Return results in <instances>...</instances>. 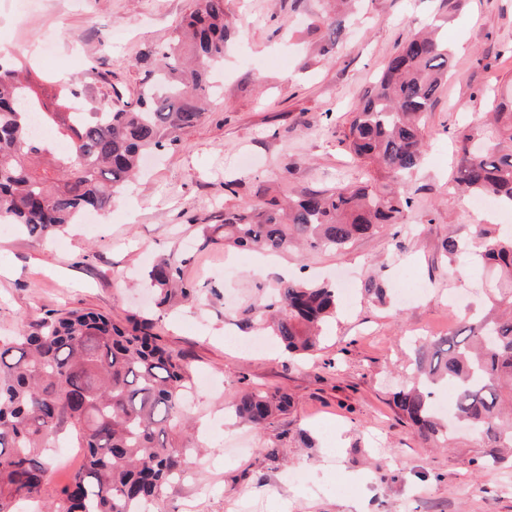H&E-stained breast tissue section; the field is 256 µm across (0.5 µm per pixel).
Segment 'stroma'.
I'll return each mask as SVG.
<instances>
[{"label":"stroma","mask_w":512,"mask_h":512,"mask_svg":"<svg viewBox=\"0 0 512 512\" xmlns=\"http://www.w3.org/2000/svg\"><path fill=\"white\" fill-rule=\"evenodd\" d=\"M194 0H0V54L51 40L33 67L48 89L77 91L85 111L136 98L153 51L173 44ZM324 0H225L232 22L203 120L148 158L111 209L52 238L0 230V337L30 330L48 313L93 309L124 325L146 324L209 377L191 408L189 471L158 512H512V468H482L481 443L456 434L449 448L418 436L388 404L405 379L411 339L447 335L455 316L484 304L489 277L473 237L479 225L512 226V211L474 209L453 184L457 128H482L494 91L512 89V0H360L334 56L311 29ZM442 20L453 50L449 78L428 120V152L398 224L343 252L291 248L262 253L225 246L228 212L261 208L270 192L328 189L355 176L341 142L350 114L383 63L411 33ZM251 168L237 164L240 154ZM452 236L455 264L441 258ZM181 267L197 295L153 303L145 279L158 260ZM424 288L400 305L402 272ZM375 276L387 304L344 302L319 350L237 347L257 285L280 278ZM288 393L291 406L256 430L226 407L244 391ZM305 472L293 481L294 472Z\"/></svg>","instance_id":"35a3bbf8"}]
</instances>
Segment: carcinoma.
I'll use <instances>...</instances> for the list:
<instances>
[{
    "instance_id": "cac0c4a2",
    "label": "carcinoma",
    "mask_w": 512,
    "mask_h": 512,
    "mask_svg": "<svg viewBox=\"0 0 512 512\" xmlns=\"http://www.w3.org/2000/svg\"><path fill=\"white\" fill-rule=\"evenodd\" d=\"M340 0L311 23L330 53L345 32ZM189 40L155 53L136 100L117 99L98 112H73L60 89L47 103L32 71L0 55V223L46 236L84 212L105 211L144 157L176 142L175 133L205 114L211 69L224 59L229 35L224 0H196L182 24ZM448 44L415 34L384 63L372 90L355 108L343 142L374 171L366 182L273 196L254 215L224 214V245L279 252L293 235L310 249L339 252L353 240L399 222L410 206L407 178L424 161L427 115L448 78ZM67 143V151L32 138L30 115ZM495 137L476 155L479 131L456 136L454 183L512 208V98L493 106ZM480 256L496 280L489 309L462 319L446 336L415 349L410 381L392 393L396 413L426 439H450L452 425L436 414L438 389L451 385L454 420L484 443L481 464L512 461V232L481 229ZM157 304L195 285L168 260L148 272ZM340 296L329 284L280 281L244 309L247 324L269 329L290 353H309L321 326L336 316ZM191 375L183 360L158 344L145 325L121 328L98 312L48 315L35 328L0 343V512L53 498L51 512H155L167 487L186 472L187 449L172 430L189 421ZM258 429L288 411L286 393H245L232 403ZM75 434L84 462L49 495L53 448L64 430Z\"/></svg>"
}]
</instances>
